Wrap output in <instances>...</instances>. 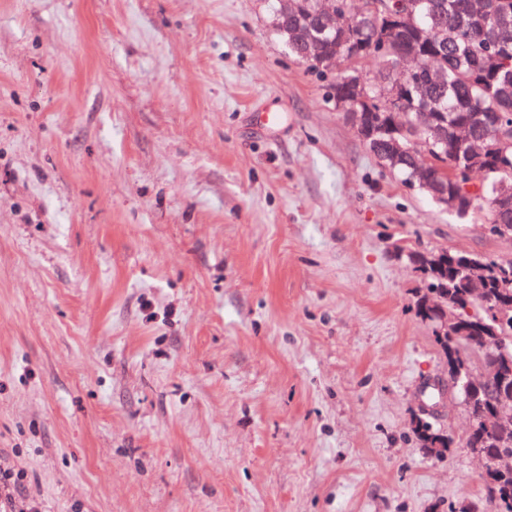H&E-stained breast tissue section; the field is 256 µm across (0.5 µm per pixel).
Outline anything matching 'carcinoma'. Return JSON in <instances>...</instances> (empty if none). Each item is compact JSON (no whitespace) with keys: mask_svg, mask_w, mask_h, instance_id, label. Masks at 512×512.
Wrapping results in <instances>:
<instances>
[{"mask_svg":"<svg viewBox=\"0 0 512 512\" xmlns=\"http://www.w3.org/2000/svg\"><path fill=\"white\" fill-rule=\"evenodd\" d=\"M295 2L288 18H274L275 32L294 58L327 83L332 100H337L345 81L359 78L362 61L373 59L377 73L410 48L425 75L442 76L439 83L427 81L423 92L395 115L379 107L390 85L365 86L364 106L374 108L368 118L375 130V140L367 146L382 165L402 175L404 183L418 187L422 179L442 180L455 188L460 181L471 182L475 172L459 168L464 152L456 130L462 126L489 144L499 133L512 135V0H416L414 21L398 25L362 13L360 0H336V25L326 28L317 12L318 0ZM317 49L336 56L343 70L329 77L330 68L307 58ZM419 112L431 113L434 122L443 126L444 142L436 144L428 133L415 128ZM394 139L412 152L392 166L384 145ZM483 167L490 184L481 195L464 202L462 212L484 208L486 229L492 234L495 224L512 225V208L504 210L497 203L500 196L512 198V164L504 167L487 154ZM408 260L424 283L415 302L416 314L433 324L434 341L444 359L450 360L452 351L472 368H484L487 338L512 337V315L496 322L488 314L499 303L512 304V259L446 249L429 254L412 251ZM430 294L434 305L457 317V323L443 333L440 324L428 318ZM497 399L494 384L482 383L473 389L468 411L474 430L467 444L491 455L512 453V434L500 430L493 419ZM487 512H512V474L497 491H488Z\"/></svg>","mask_w":512,"mask_h":512,"instance_id":"1","label":"carcinoma"}]
</instances>
